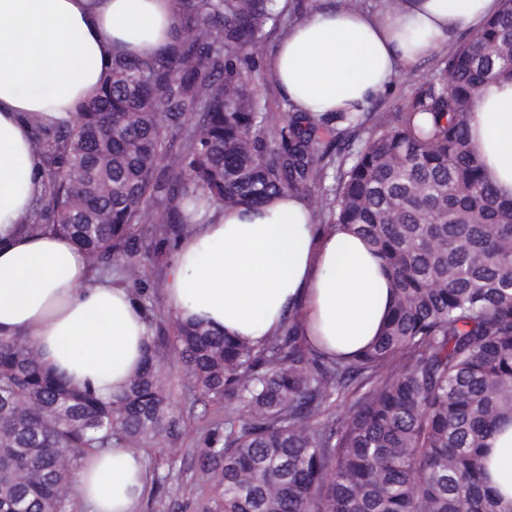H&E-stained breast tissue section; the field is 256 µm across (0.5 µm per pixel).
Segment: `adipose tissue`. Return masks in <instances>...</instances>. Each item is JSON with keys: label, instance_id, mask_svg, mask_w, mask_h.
Returning a JSON list of instances; mask_svg holds the SVG:
<instances>
[{"label": "adipose tissue", "instance_id": "ef3b65f1", "mask_svg": "<svg viewBox=\"0 0 512 512\" xmlns=\"http://www.w3.org/2000/svg\"><path fill=\"white\" fill-rule=\"evenodd\" d=\"M503 0H400L392 11L318 9L292 25L268 61L296 111L352 112L397 77L478 31ZM177 26L173 0H0V335L31 336L74 387L119 394L141 367L142 310L112 279L85 287L83 252L26 223L41 191V160L27 118L70 123L95 95L117 54L165 47ZM469 141L483 173L512 198V78L485 84ZM182 319L259 344L289 312L310 345L350 356L380 333L393 299L376 252L343 226L313 224L306 201L285 193L259 206L210 211L179 243L164 288ZM491 486L512 501V421L490 441ZM142 454H88L77 490L88 512H135L149 487Z\"/></svg>", "mask_w": 512, "mask_h": 512}]
</instances>
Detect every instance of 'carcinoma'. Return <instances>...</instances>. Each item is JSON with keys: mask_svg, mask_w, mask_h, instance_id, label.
I'll list each match as a JSON object with an SVG mask.
<instances>
[{"mask_svg": "<svg viewBox=\"0 0 512 512\" xmlns=\"http://www.w3.org/2000/svg\"><path fill=\"white\" fill-rule=\"evenodd\" d=\"M174 2L172 44L114 58L72 124L30 119L44 190L29 230L79 244L90 283L119 275L148 336L144 366L108 402L63 382L32 337L0 336V512H70L86 454L173 438L157 284L140 257L177 249L204 209L308 201L330 176L314 223L374 248L392 308L345 360L313 350L294 314L257 345L176 320L194 401L235 404L197 448L199 471L218 478L212 512H512L483 464L512 419V199L485 180L468 135L472 88L512 75V0L376 119L303 114L249 84L266 29L286 37L301 0ZM165 198L179 205L144 226Z\"/></svg>", "mask_w": 512, "mask_h": 512, "instance_id": "carcinoma-1", "label": "carcinoma"}]
</instances>
